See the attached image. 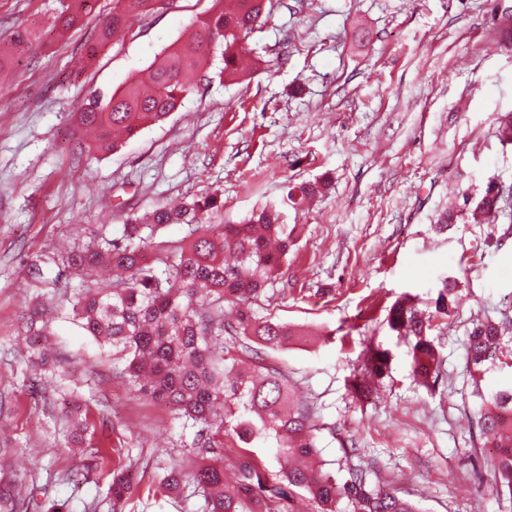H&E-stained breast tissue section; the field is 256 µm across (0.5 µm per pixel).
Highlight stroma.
Here are the masks:
<instances>
[{
  "label": "stroma",
  "mask_w": 512,
  "mask_h": 512,
  "mask_svg": "<svg viewBox=\"0 0 512 512\" xmlns=\"http://www.w3.org/2000/svg\"><path fill=\"white\" fill-rule=\"evenodd\" d=\"M213 5L168 0L89 60L93 25L62 40L51 29L60 0H0V42L20 26L44 35L0 70V446L14 448L13 471L69 512L88 502L112 512L109 475L66 483L80 464L55 419L68 392L23 363L22 315L53 289L29 263L85 242L81 223L115 235L129 216L215 196L214 223L236 224L281 204L289 184L324 177L328 189L307 206H283L299 238L253 306L310 332L272 361L319 411L321 461L345 467L354 446L423 512H506L469 434L479 401L466 339L479 320H512V217L441 233L435 222L488 180L512 184V145L497 133L512 113V0H272L245 43L254 72L207 75L166 122L92 159L74 118L81 102L134 78ZM449 277L458 300L431 333L440 365L426 389L387 310L405 293L430 309ZM48 330L82 378L81 411L99 440L148 463L123 512H202L199 494L168 499L158 488L191 433L116 376L64 310ZM372 344L390 350V366L359 401L350 383Z\"/></svg>",
  "instance_id": "obj_1"
}]
</instances>
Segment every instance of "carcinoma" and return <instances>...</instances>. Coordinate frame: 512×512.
<instances>
[{"label":"carcinoma","mask_w":512,"mask_h":512,"mask_svg":"<svg viewBox=\"0 0 512 512\" xmlns=\"http://www.w3.org/2000/svg\"><path fill=\"white\" fill-rule=\"evenodd\" d=\"M97 0H65L52 28L68 32L93 16ZM221 7L194 26L191 36L164 50L141 73L109 96L94 95L78 107L80 126L92 134L89 153L106 156L119 147L115 134L133 138L165 121L199 88L195 78L206 74L213 53L221 50L224 77L237 80L247 72L242 42L262 21L266 0H220ZM161 9L159 0H115L112 14L99 22L86 58L93 59L110 44L117 30ZM319 192L315 183L289 188L283 204L301 205ZM512 190L486 184L482 197L443 213L440 229L466 216L495 224ZM217 207L212 196L176 205H161L149 215L132 218L114 237L93 234L83 248L48 256L32 273L44 277V267L57 268L53 283L70 287L72 320L122 365L121 374L141 396L168 406L183 428L193 429L194 466L185 468L169 458L161 479L165 490L188 485L202 492L204 512H298L306 499L316 512H423L418 503L386 488L377 473L361 464L347 465L346 474L327 470L317 461L315 431L321 428L314 405L297 392L288 373L267 363L307 332L300 326L259 317L248 304L259 299L269 281L283 273L288 253L296 245L295 229L282 222V212L269 204L237 224H210ZM169 224H184L187 235L178 242L160 238ZM457 282L448 279L425 314L409 294L388 309L389 328L409 340L414 379L425 387L438 378V355L429 332L448 316L457 300ZM60 298L44 295L27 310L28 336L47 330L43 314ZM502 323L473 324L467 340V371L472 380L499 359ZM390 353L367 348L362 372L351 382L359 397L370 391L366 378L387 372ZM26 366L52 377H65L70 394L79 379L66 374L61 360L45 347L32 349ZM481 407L470 421L485 448H498L492 464L497 490L512 498V386L486 393L474 384ZM59 417L71 423V443L83 447L84 464L67 479L100 472L110 450L86 438L93 424L70 410ZM263 445L278 449L280 468L270 470L254 452ZM135 480L132 466L112 471L113 512H122ZM0 512H69L61 501L40 498L39 488L0 478Z\"/></svg>","instance_id":"1"}]
</instances>
